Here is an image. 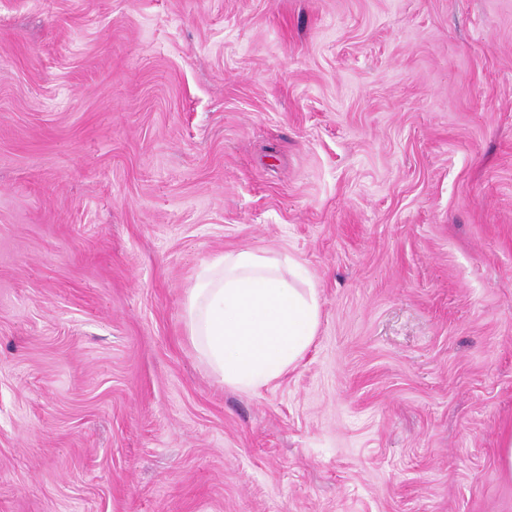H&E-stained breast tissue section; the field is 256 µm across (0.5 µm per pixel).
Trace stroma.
<instances>
[{
	"instance_id": "obj_1",
	"label": "stroma",
	"mask_w": 512,
	"mask_h": 512,
	"mask_svg": "<svg viewBox=\"0 0 512 512\" xmlns=\"http://www.w3.org/2000/svg\"><path fill=\"white\" fill-rule=\"evenodd\" d=\"M288 256L220 383L184 306ZM512 0H0V512H512ZM289 257L227 252L198 272L185 303L188 336L220 382L255 391L285 374L319 324L316 288L300 290Z\"/></svg>"
}]
</instances>
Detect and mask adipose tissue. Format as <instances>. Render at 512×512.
I'll use <instances>...</instances> for the list:
<instances>
[{
  "label": "adipose tissue",
  "mask_w": 512,
  "mask_h": 512,
  "mask_svg": "<svg viewBox=\"0 0 512 512\" xmlns=\"http://www.w3.org/2000/svg\"><path fill=\"white\" fill-rule=\"evenodd\" d=\"M290 259L227 252L198 272L185 303L187 332L220 382L255 391L285 374L319 324L315 288H296Z\"/></svg>",
  "instance_id": "obj_1"
}]
</instances>
